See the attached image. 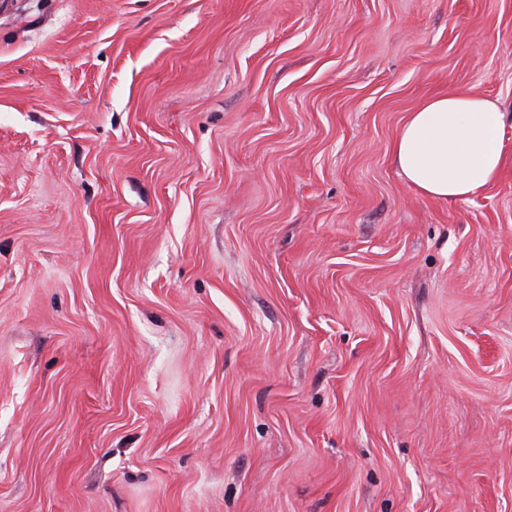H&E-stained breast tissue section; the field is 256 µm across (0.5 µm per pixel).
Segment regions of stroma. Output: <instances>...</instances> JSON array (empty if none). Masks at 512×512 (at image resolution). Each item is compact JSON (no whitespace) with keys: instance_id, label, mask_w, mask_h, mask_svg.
Masks as SVG:
<instances>
[{"instance_id":"stroma-1","label":"stroma","mask_w":512,"mask_h":512,"mask_svg":"<svg viewBox=\"0 0 512 512\" xmlns=\"http://www.w3.org/2000/svg\"><path fill=\"white\" fill-rule=\"evenodd\" d=\"M0 512H512V0H0ZM503 129L504 112L494 101L448 90L408 115L392 145L393 161L427 197H474L501 173Z\"/></svg>"}]
</instances>
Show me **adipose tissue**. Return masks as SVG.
Wrapping results in <instances>:
<instances>
[{
	"label": "adipose tissue",
	"mask_w": 512,
	"mask_h": 512,
	"mask_svg": "<svg viewBox=\"0 0 512 512\" xmlns=\"http://www.w3.org/2000/svg\"><path fill=\"white\" fill-rule=\"evenodd\" d=\"M503 129L504 114L494 101L451 90L408 115L392 145L393 161L427 197H474L501 173Z\"/></svg>",
	"instance_id": "1"
}]
</instances>
